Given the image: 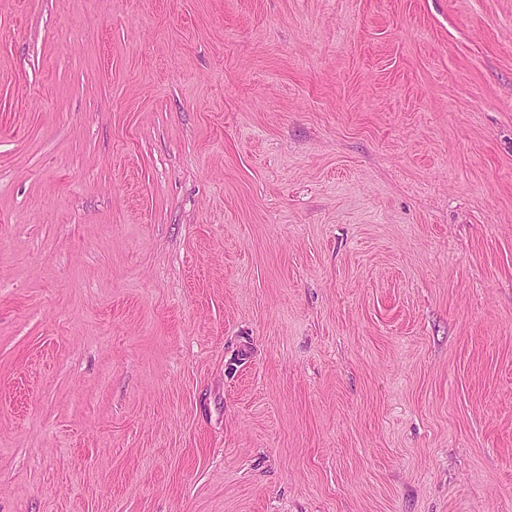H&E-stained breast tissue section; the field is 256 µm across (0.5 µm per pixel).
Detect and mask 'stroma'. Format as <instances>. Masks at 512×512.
Segmentation results:
<instances>
[{"label":"stroma","instance_id":"obj_1","mask_svg":"<svg viewBox=\"0 0 512 512\" xmlns=\"http://www.w3.org/2000/svg\"><path fill=\"white\" fill-rule=\"evenodd\" d=\"M0 512H512V0H0Z\"/></svg>","mask_w":512,"mask_h":512}]
</instances>
